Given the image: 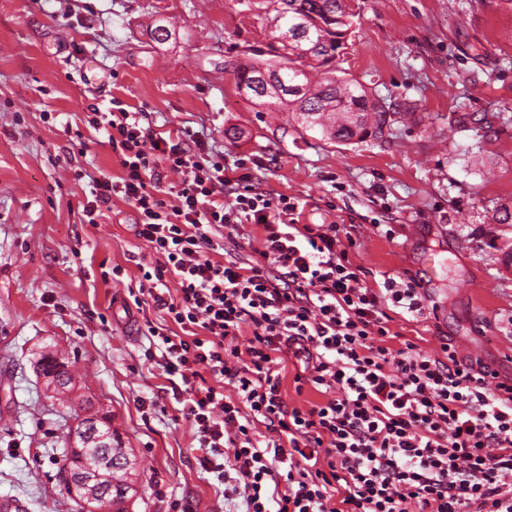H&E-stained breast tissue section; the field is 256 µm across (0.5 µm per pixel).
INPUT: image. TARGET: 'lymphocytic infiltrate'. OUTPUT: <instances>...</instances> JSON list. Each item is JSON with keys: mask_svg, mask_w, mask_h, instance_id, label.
Returning <instances> with one entry per match:
<instances>
[{"mask_svg": "<svg viewBox=\"0 0 512 512\" xmlns=\"http://www.w3.org/2000/svg\"><path fill=\"white\" fill-rule=\"evenodd\" d=\"M142 117L94 111L121 172L74 177L86 223L116 200L136 212L152 259L133 303L161 314L146 334L200 471L224 476L232 454L245 512H512V383L392 329L423 317L422 283L367 285L347 228L301 223L298 199L259 190L246 160L226 165L197 135ZM167 169L177 185L163 186ZM240 237L252 260L225 255ZM290 367L296 392L320 401H285Z\"/></svg>", "mask_w": 512, "mask_h": 512, "instance_id": "1", "label": "lymphocytic infiltrate"}]
</instances>
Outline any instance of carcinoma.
Listing matches in <instances>:
<instances>
[{
	"mask_svg": "<svg viewBox=\"0 0 512 512\" xmlns=\"http://www.w3.org/2000/svg\"><path fill=\"white\" fill-rule=\"evenodd\" d=\"M256 16L266 21L269 55L253 57L235 68L237 89L261 86L257 66L267 67L276 82V97L266 101L270 106L293 114L298 126L323 140L349 144L368 138L382 140L389 133L392 117L409 115V108L381 104L358 81L337 74L336 58L346 48L347 37L354 23L353 0H239ZM273 17H268L269 11ZM299 19L311 30L313 40L295 46L296 57L288 59V68H281L279 54L283 25L282 16ZM45 377L59 379L55 391L63 393L72 387V377L64 363L53 357L42 366ZM79 467L88 474L103 476V491L98 498V512H128L130 483L136 472L127 468L125 448L117 437L112 447L81 448L73 451Z\"/></svg>",
	"mask_w": 512,
	"mask_h": 512,
	"instance_id": "cac0c4a2",
	"label": "carcinoma"
}]
</instances>
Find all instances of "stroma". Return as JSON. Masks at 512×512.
<instances>
[{"instance_id":"stroma-1","label":"stroma","mask_w":512,"mask_h":512,"mask_svg":"<svg viewBox=\"0 0 512 512\" xmlns=\"http://www.w3.org/2000/svg\"><path fill=\"white\" fill-rule=\"evenodd\" d=\"M355 7L337 69L414 114L385 140L338 144L238 92L234 70L265 29L234 0H0V497L82 512L60 453L87 399L137 461L129 512L245 510L198 470L188 423L157 397L141 314L126 311L125 284L102 278L116 264L138 274L135 211L118 201L97 223L76 216L75 171H120L87 123L114 100L152 127L199 134L225 162L253 159L254 184L297 197L303 223L353 227L367 282L387 273L424 286V316L394 330L429 353L450 342L512 379V224L492 220L512 206V0ZM159 24L172 31L161 44L149 38ZM88 53L112 73L97 93L79 77ZM47 350L74 376L68 397L35 371Z\"/></svg>"}]
</instances>
